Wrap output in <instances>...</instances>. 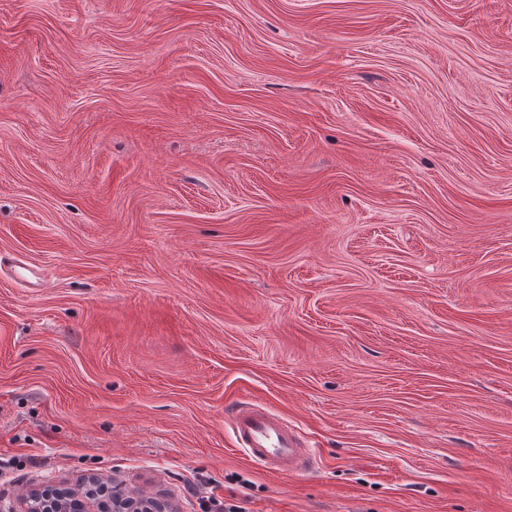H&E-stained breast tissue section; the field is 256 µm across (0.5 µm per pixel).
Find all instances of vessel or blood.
<instances>
[{"mask_svg": "<svg viewBox=\"0 0 512 512\" xmlns=\"http://www.w3.org/2000/svg\"><path fill=\"white\" fill-rule=\"evenodd\" d=\"M231 429L239 449L272 473L290 478L309 471L315 462L298 430L283 416L255 403L235 405Z\"/></svg>", "mask_w": 512, "mask_h": 512, "instance_id": "1", "label": "vessel or blood"}]
</instances>
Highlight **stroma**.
Listing matches in <instances>:
<instances>
[{
  "mask_svg": "<svg viewBox=\"0 0 512 512\" xmlns=\"http://www.w3.org/2000/svg\"><path fill=\"white\" fill-rule=\"evenodd\" d=\"M91 475L512 512V0H0V500ZM237 447L251 461L272 473L290 478L309 471L315 462L311 448L283 416L255 403L237 404L231 412Z\"/></svg>",
  "mask_w": 512,
  "mask_h": 512,
  "instance_id": "stroma-1",
  "label": "stroma"
}]
</instances>
